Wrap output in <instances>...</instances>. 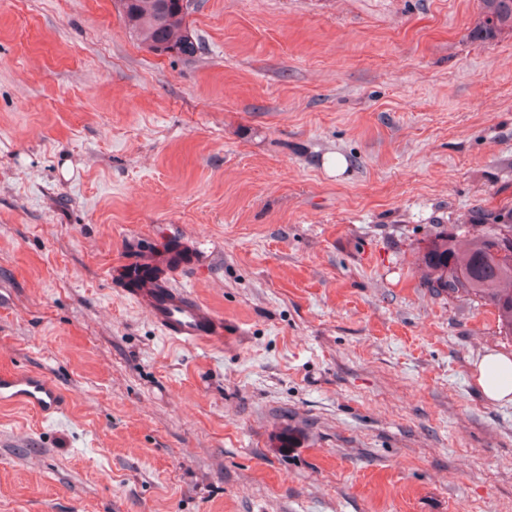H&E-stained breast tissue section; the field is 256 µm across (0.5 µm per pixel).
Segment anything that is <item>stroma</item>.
I'll list each match as a JSON object with an SVG mask.
<instances>
[{"mask_svg":"<svg viewBox=\"0 0 512 512\" xmlns=\"http://www.w3.org/2000/svg\"><path fill=\"white\" fill-rule=\"evenodd\" d=\"M478 0H196L191 59L113 0H0V512H512V354L419 252L512 206V37ZM172 282L241 326L157 332L107 280ZM480 21L473 36L481 41L494 40L512 33V0H479ZM472 374L482 394L492 402H512V357L486 350L473 362ZM61 390L46 376L25 370L0 372V403L21 405L44 416L62 406Z\"/></svg>","mask_w":512,"mask_h":512,"instance_id":"35a3bbf8","label":"stroma"}]
</instances>
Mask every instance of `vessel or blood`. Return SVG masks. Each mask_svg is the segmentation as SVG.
Masks as SVG:
<instances>
[{
  "label": "vessel or blood",
  "mask_w": 512,
  "mask_h": 512,
  "mask_svg": "<svg viewBox=\"0 0 512 512\" xmlns=\"http://www.w3.org/2000/svg\"><path fill=\"white\" fill-rule=\"evenodd\" d=\"M122 296L144 311L163 336L183 347L223 345L241 329L195 293L171 284L169 258L161 253L110 271ZM0 403L21 405L42 415L58 411L61 390L46 376L25 370L0 372Z\"/></svg>",
  "instance_id": "b4317fda"
}]
</instances>
